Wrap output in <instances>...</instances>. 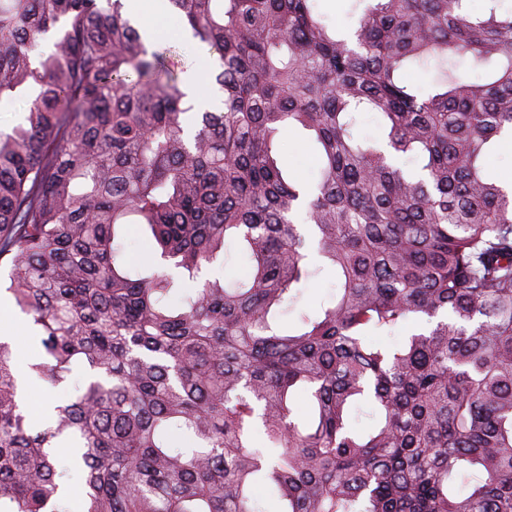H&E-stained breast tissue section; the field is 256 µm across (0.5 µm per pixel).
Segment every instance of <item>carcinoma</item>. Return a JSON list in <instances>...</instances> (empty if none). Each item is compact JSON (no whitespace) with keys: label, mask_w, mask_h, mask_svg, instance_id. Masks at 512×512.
Instances as JSON below:
<instances>
[{"label":"carcinoma","mask_w":512,"mask_h":512,"mask_svg":"<svg viewBox=\"0 0 512 512\" xmlns=\"http://www.w3.org/2000/svg\"><path fill=\"white\" fill-rule=\"evenodd\" d=\"M167 2L211 59L197 105L126 0H0V103L29 94L0 267L33 373L84 374L36 428L0 341V512H72L74 473L84 512H262V485L280 512H512V190L484 164L512 139V11L364 0L347 38L317 0ZM432 59L428 90L400 79ZM297 126L310 185L275 153ZM229 244L245 274L202 278ZM326 268L333 300L282 327Z\"/></svg>","instance_id":"carcinoma-1"}]
</instances>
